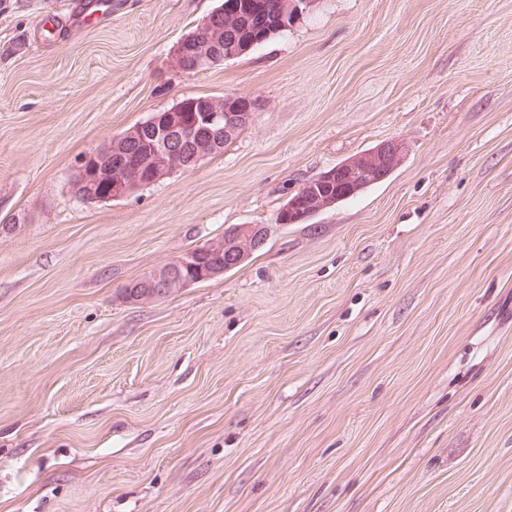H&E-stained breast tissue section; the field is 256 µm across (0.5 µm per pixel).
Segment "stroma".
I'll return each mask as SVG.
<instances>
[{"mask_svg":"<svg viewBox=\"0 0 512 512\" xmlns=\"http://www.w3.org/2000/svg\"><path fill=\"white\" fill-rule=\"evenodd\" d=\"M0 0V512H512V0H319L176 74L221 0ZM261 108L129 197L85 153L193 96ZM385 180L280 224L376 145ZM265 224L241 266L134 278ZM78 0L72 13L71 25L85 26L91 22H97L110 14L112 0ZM95 1V2H86ZM405 146L402 142L397 140L387 141L367 151L361 155L355 156L350 160L334 166L330 173H322L323 179L334 178L343 176L354 180L355 185L351 186L352 191H356L357 183L364 175L373 174L377 177L376 181L386 178L404 159ZM387 159L388 161H385ZM320 174L319 176H321ZM313 178L305 182L301 187L303 189H313L318 193H325L327 197L336 199V195L341 198L335 205L350 198H346L349 189L343 180L334 179L333 181H320V179ZM300 187V188H301ZM299 188V189H300ZM298 193L299 191H295L292 195H290L287 201L279 209V212L276 216L277 223H279L280 219H282L283 223L280 224H301L304 223L310 217L306 216L305 214H299L297 211L292 212L293 208L299 210L300 213H302V209H305V213L307 215H313L315 213L327 209L332 205L330 201L321 198V196L314 191H305L303 194H300L299 196L296 197ZM288 202H290L289 205ZM287 205L288 210L284 211V208ZM290 213L291 223H288L286 220H288V214ZM269 228L265 224H235L227 226L224 234L207 243L206 249L211 254H223L217 258H209L208 255H201V260L216 265L207 264L201 261L197 254L190 251L179 257L178 259L163 265L154 271L148 283L151 288H147V280L145 275L134 279L128 285L134 284L140 288H124L123 291L129 292V297L133 302H138L136 298L141 296L148 290L151 292L152 298H161L170 295L176 288H182L193 282H201L212 279L223 273L218 264L224 265L226 258L224 251L229 247L236 253L237 262H240L246 253L253 252L264 246L267 241ZM183 269H191L193 280L186 278L182 274Z\"/></svg>","mask_w":512,"mask_h":512,"instance_id":"obj_1","label":"stroma"}]
</instances>
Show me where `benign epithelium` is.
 Returning a JSON list of instances; mask_svg holds the SVG:
<instances>
[{
  "label": "benign epithelium",
  "instance_id": "7a95c632",
  "mask_svg": "<svg viewBox=\"0 0 512 512\" xmlns=\"http://www.w3.org/2000/svg\"><path fill=\"white\" fill-rule=\"evenodd\" d=\"M315 3L312 0H288L282 15L283 26L297 15L312 9ZM177 57L181 58V66L175 72H181V67L191 63L197 70L211 69L224 64V49L221 42L215 37L206 36L196 38L190 42H181L176 48ZM260 109L257 100L241 95H228L224 97V109H218L207 98L191 99L183 106L165 113L153 114L146 124L148 131L153 133L154 154L157 162L154 166L150 180L158 181L165 176L179 171L193 168L203 157L221 152L224 143L232 140L237 133L251 123L254 112ZM193 113L192 120H187L186 113ZM198 140L202 150L191 155L178 151V143L184 140ZM405 146L397 140L387 141L339 164L329 173L323 174V179L345 176L356 182L364 175L373 174L377 180L386 178L404 159ZM117 148L112 143L84 154L75 170L73 179L77 186L94 183L107 174L112 191L129 196L140 189L144 179L140 177L136 168L124 166L120 163L109 165L101 170L97 164L99 158H112ZM331 206V202L321 198L314 191H306L297 196L288 205V209L305 210L313 215ZM269 228L265 224H235L227 226L224 234L207 243L206 249L211 254H223L228 248L236 253L240 260L247 253L264 246L267 241ZM190 269L193 278H186L182 270ZM223 273L220 267L201 261L197 255L185 253L178 259L163 265L154 271L148 283L153 288L151 297L161 298L170 295L174 290L182 288L192 282H201L212 279Z\"/></svg>",
  "mask_w": 512,
  "mask_h": 512
}]
</instances>
